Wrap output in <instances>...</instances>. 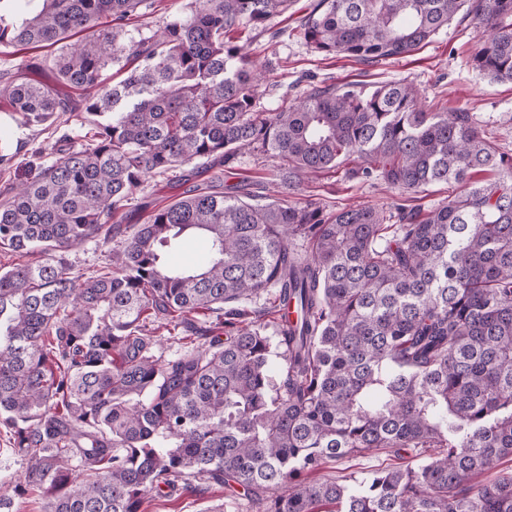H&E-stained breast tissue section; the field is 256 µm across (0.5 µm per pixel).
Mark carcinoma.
<instances>
[{"label": "carcinoma", "instance_id": "cac0c4a2", "mask_svg": "<svg viewBox=\"0 0 512 512\" xmlns=\"http://www.w3.org/2000/svg\"><path fill=\"white\" fill-rule=\"evenodd\" d=\"M292 2L195 0L127 43L152 0H42L0 25V45L29 51L95 31L52 58L57 83L24 60L29 75L0 85L27 124L87 120L0 201V249L26 258L0 270V420L26 461L14 493L38 491L43 512H144L152 492L205 485L239 486L258 512H512V477L480 479L512 457V157L472 113L428 112L403 81L313 84L259 109L264 71L230 33L266 32ZM458 16L478 35L470 65L512 81V0H317L301 31L318 54L373 66ZM244 153L278 160L284 194L351 156L349 180L460 191L387 215L196 187L130 233L116 219L148 176ZM194 232L207 259L168 265ZM88 239L117 245L81 281L65 253ZM269 291L262 323L248 303ZM201 311L214 327L158 355L146 321L176 330ZM379 449L399 465L308 478Z\"/></svg>", "mask_w": 512, "mask_h": 512}]
</instances>
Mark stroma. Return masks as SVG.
<instances>
[{"label":"stroma","instance_id":"stroma-1","mask_svg":"<svg viewBox=\"0 0 512 512\" xmlns=\"http://www.w3.org/2000/svg\"><path fill=\"white\" fill-rule=\"evenodd\" d=\"M313 2L294 0L285 14L275 18L273 27L279 32L276 39L251 35L245 28L238 32L239 37L248 40L252 60L267 72V83L258 89L266 109H278L283 101L302 94L309 84L324 80L358 87L376 81H405L419 88L427 111L461 108L471 112L487 137L500 150L512 153V82L489 80L469 65L468 56L477 34L468 22L453 20L430 44L411 56L366 66L342 55L322 56L306 43L300 24ZM81 122V115L67 113L59 115L53 125L26 124L0 100V154L10 157L9 163H0V192L21 183L31 169L47 161L49 149L61 132L78 140L83 131ZM356 164V159H348L345 168ZM345 168L311 176L299 190V198L312 200L329 212L357 204L387 207L400 201L399 192L377 182L346 179ZM276 174V161L244 154L227 173L226 181L262 184L273 190L278 184ZM211 176L205 164L196 161L174 172L148 178L126 207L124 223H144L154 209L173 202L188 185H205ZM395 463L391 453L374 450L326 462L318 476L341 482L351 476L365 477ZM219 503L223 504L224 512H251L242 489L231 491L218 486L200 494L178 491L166 497H152L143 508L145 512H208Z\"/></svg>","mask_w":512,"mask_h":512}]
</instances>
